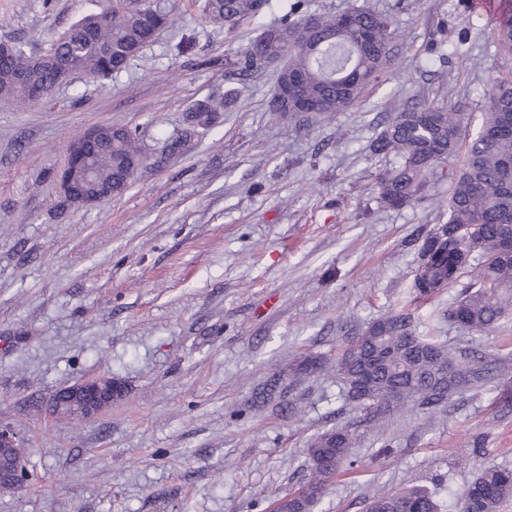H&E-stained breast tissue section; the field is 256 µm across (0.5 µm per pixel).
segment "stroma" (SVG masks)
<instances>
[{"label":"stroma","instance_id":"stroma-1","mask_svg":"<svg viewBox=\"0 0 512 512\" xmlns=\"http://www.w3.org/2000/svg\"><path fill=\"white\" fill-rule=\"evenodd\" d=\"M291 0H270L235 36L178 0L174 21L122 71L77 73L36 103L0 104V423L24 440L30 474L0 489V512H270L299 488L310 439L350 427L351 466L315 512H365L368 498L412 483L454 501L475 467L512 468V378L454 396L440 410L375 430L328 371L253 395L307 353L392 311L439 342L512 357V319L467 331L448 311L471 275L411 303L419 252L447 220L436 197L381 208L376 181L394 165L370 144L378 117L416 95L461 102L468 134L493 76L512 69L494 42L498 15L472 0H404V34L386 81L333 119L302 127L267 110L274 68L250 77L236 107L164 168L138 171L101 202H70L56 176L70 144L100 125L138 129L146 145L187 110L223 93V60ZM90 0H0V41L49 49ZM112 377L121 398L95 420L54 412L67 385ZM472 468L455 461L474 437Z\"/></svg>","mask_w":512,"mask_h":512}]
</instances>
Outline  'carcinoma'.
Segmentation results:
<instances>
[{
	"label": "carcinoma",
	"instance_id": "cac0c4a2",
	"mask_svg": "<svg viewBox=\"0 0 512 512\" xmlns=\"http://www.w3.org/2000/svg\"><path fill=\"white\" fill-rule=\"evenodd\" d=\"M301 0L290 5L287 18L262 32L232 61H224L225 76L245 78L269 66L277 68L268 111L288 115L298 126L309 116L294 108L296 96L284 97V86L319 106L330 119L353 106L372 84L384 77L391 51L400 37L395 14L350 6L348 19L339 14L290 16ZM173 0H112L109 9L90 11L61 34L55 55L71 61L76 71L107 78L124 69L141 50L168 28ZM206 19L234 34L244 22L261 17L255 0H203ZM315 19L317 28L308 27ZM499 49L512 55V16L497 26ZM32 56L0 43V100L27 103L18 74L30 68ZM238 94L207 97L195 102L187 128L164 139L160 150L147 152L136 131L125 126L101 127L106 141L91 158L93 176L84 191L112 186L120 194L142 168L160 167L183 154L191 135L214 126L220 112ZM479 132L466 135L467 116L458 104H438L422 98L386 115L373 141L374 151L394 154L398 166L379 177L378 202L400 209L423 199L437 168L463 154L446 204L448 221L427 238L410 286L412 301L456 283L478 258L482 269L463 288L449 317L468 331H483L512 316V258H497L502 225L512 224V131L500 132L512 118V71L493 78L483 103ZM332 365L345 400L373 424L415 408L431 412L456 394L483 384L494 371H507L506 360L479 356L467 347L450 348L422 336L407 313L385 314L348 340L334 363L322 354H308L292 368L314 373ZM352 433L336 427L315 435L307 448L309 472L301 488L276 501L282 512H314L327 482L348 459ZM512 498V468L480 467L458 500L459 512H499ZM437 493L424 486H405L372 498L366 512H444Z\"/></svg>",
	"mask_w": 512,
	"mask_h": 512
}]
</instances>
